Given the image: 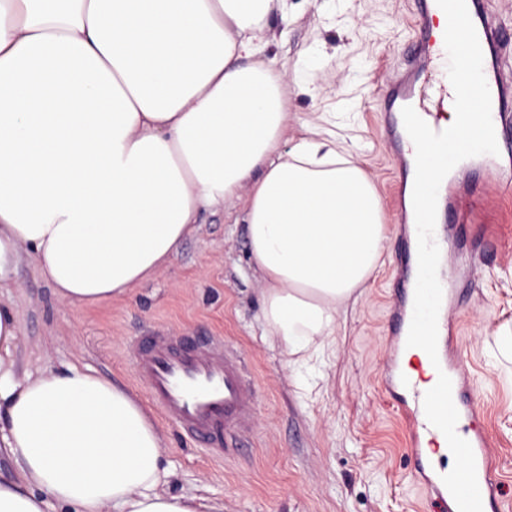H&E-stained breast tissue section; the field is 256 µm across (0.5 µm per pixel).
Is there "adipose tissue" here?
Returning <instances> with one entry per match:
<instances>
[{
  "label": "adipose tissue",
  "mask_w": 512,
  "mask_h": 512,
  "mask_svg": "<svg viewBox=\"0 0 512 512\" xmlns=\"http://www.w3.org/2000/svg\"><path fill=\"white\" fill-rule=\"evenodd\" d=\"M287 0H0V288L28 251L59 299L127 296L203 210L240 200L262 316L293 362L336 333L388 239L377 192L330 129L289 112L263 20ZM0 306V512H223L174 496L163 435L127 390L18 371Z\"/></svg>",
  "instance_id": "obj_1"
}]
</instances>
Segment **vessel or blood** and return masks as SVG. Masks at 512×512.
<instances>
[{
  "mask_svg": "<svg viewBox=\"0 0 512 512\" xmlns=\"http://www.w3.org/2000/svg\"><path fill=\"white\" fill-rule=\"evenodd\" d=\"M412 33L402 68L393 79L386 114L384 141L393 162H403L412 148L398 130L395 106H410L425 114L429 126H436L438 113L453 104L455 93L448 84L441 60L446 54L444 34L437 18L442 10L436 0H412ZM470 18L481 46H490L498 37L490 25L482 0H467ZM495 130H502L512 114L501 103L512 93V83L495 74L488 83ZM406 274L397 282L396 300L390 315L389 332L397 342L407 339L414 303L415 279L409 271L418 267L416 247H408L401 257ZM456 323L447 311L438 315V359L442 371L452 381V397L461 423L457 433L474 452L476 474L484 512H495L501 488L489 438L479 422L483 394L454 344ZM129 355L138 378L150 386L151 399L165 417L174 421L191 438L210 445L212 452H227L239 438L254 428L256 396L253 384L237 354L225 347L222 337L199 343L184 336H143L129 345ZM388 389L398 394L400 416L411 433L410 458L417 472L426 476L425 487L431 512H457L456 503L433 467L426 446L444 442L425 414L426 388L411 377L400 375L388 381Z\"/></svg>",
  "mask_w": 512,
  "mask_h": 512,
  "instance_id": "vessel-or-blood-1",
  "label": "vessel or blood"
}]
</instances>
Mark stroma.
<instances>
[{"label": "stroma", "mask_w": 512, "mask_h": 512, "mask_svg": "<svg viewBox=\"0 0 512 512\" xmlns=\"http://www.w3.org/2000/svg\"><path fill=\"white\" fill-rule=\"evenodd\" d=\"M291 15L267 19L265 60L298 65L288 77L290 111L336 115L339 134L357 136L360 165L373 181L388 240L368 288L344 305L323 357L286 362L262 320L264 284L249 255L242 208L201 212L192 235L131 297L99 307L59 300L29 259H21L0 304L18 314L19 370L74 363L149 401L126 351L130 337L163 327L220 336L242 355L257 393L254 432L242 450L212 457L165 417L162 463L175 496L201 495L224 512H428L425 486L407 456L408 433L380 376L389 348L392 294L402 270L399 201L389 186L401 170L382 142L388 78L402 64L413 24L408 0H288ZM469 221L447 224L450 266L470 289L459 305L461 353L485 397L498 459L501 512H512V192L487 188L484 169L462 177Z\"/></svg>", "instance_id": "35a3bbf8"}]
</instances>
